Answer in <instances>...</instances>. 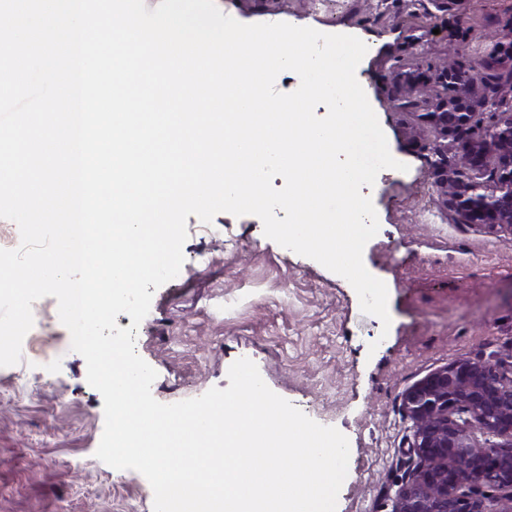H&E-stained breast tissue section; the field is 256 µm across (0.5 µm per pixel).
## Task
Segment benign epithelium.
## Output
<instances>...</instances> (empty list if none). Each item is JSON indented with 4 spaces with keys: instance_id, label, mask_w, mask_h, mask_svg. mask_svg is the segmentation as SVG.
<instances>
[{
    "instance_id": "obj_1",
    "label": "benign epithelium",
    "mask_w": 512,
    "mask_h": 512,
    "mask_svg": "<svg viewBox=\"0 0 512 512\" xmlns=\"http://www.w3.org/2000/svg\"><path fill=\"white\" fill-rule=\"evenodd\" d=\"M512 71L487 89L448 64L398 83L436 134L430 162L441 204L458 224L512 235ZM492 123L475 124L477 112ZM458 161L448 165V147ZM413 457L392 512H512V360L458 358L409 386Z\"/></svg>"
}]
</instances>
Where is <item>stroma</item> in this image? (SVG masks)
<instances>
[{
    "instance_id": "stroma-1",
    "label": "stroma",
    "mask_w": 512,
    "mask_h": 512,
    "mask_svg": "<svg viewBox=\"0 0 512 512\" xmlns=\"http://www.w3.org/2000/svg\"><path fill=\"white\" fill-rule=\"evenodd\" d=\"M244 24H313L368 47L356 78L407 171H381L362 187L379 220L366 269L385 282L390 325L360 309L343 277L265 237L261 220L188 216L179 275L158 288L140 323L138 354L158 373L164 404L229 385L238 359L267 386L349 441L336 512H391L410 458L402 394L463 357H512V237L454 223L430 174L434 133L411 145L414 116L394 97L399 74L454 57L483 64L489 85L512 69L494 47L512 30V0H222ZM429 33L420 57L411 36ZM23 361L0 367V512H153V491L134 470L95 452L103 400L71 348L55 297L32 304Z\"/></svg>"
}]
</instances>
